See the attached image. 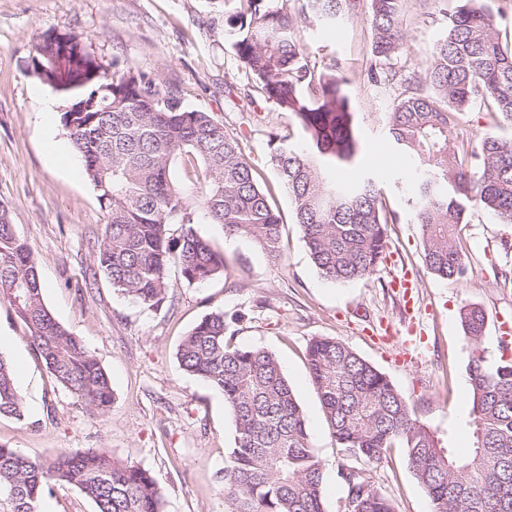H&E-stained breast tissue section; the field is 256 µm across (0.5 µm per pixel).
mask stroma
<instances>
[{
    "mask_svg": "<svg viewBox=\"0 0 512 512\" xmlns=\"http://www.w3.org/2000/svg\"><path fill=\"white\" fill-rule=\"evenodd\" d=\"M463 2L405 0L409 49L398 64L419 70ZM48 30L83 36L107 71L152 74L176 87L185 106L223 122L285 223L279 259L270 260L248 238H225L198 206L194 229L223 252V275L190 285L170 267L168 297L154 308L114 291L105 277H92V245L107 217L80 156L67 146L62 99L32 73L33 44ZM297 32L311 67L336 68L347 80L358 159L341 179L371 176L393 216L386 260L351 283L320 276L293 222L290 196L270 160V137L286 134L299 144L303 134L272 103L251 99L222 0H0V201L38 259L48 308L96 355L113 389L110 412L89 415L55 381L0 300V333L9 337L0 354L26 373L19 386L25 417L0 418V444L31 457L102 448L147 469L166 512H224V460L234 445V420L222 393L185 372L176 357L186 333L220 312L237 344L266 348L278 358L324 463L326 512H344L343 489L340 457L308 373L305 349L312 338L338 339L384 373L444 448L460 453L470 447L469 349L460 311L468 304L485 310L483 345L497 358L500 334H512V224L485 210L469 213L457 227L469 274L444 279L431 273L413 220L418 162L389 133L395 92L370 79L367 17L332 28L301 18ZM41 98L54 104L46 120L37 110ZM407 272L413 275L409 313L392 286ZM367 474L396 512H432L403 449H391Z\"/></svg>",
    "mask_w": 512,
    "mask_h": 512,
    "instance_id": "35a3bbf8",
    "label": "stroma"
}]
</instances>
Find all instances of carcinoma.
Masks as SVG:
<instances>
[{
  "instance_id": "cac0c4a2",
  "label": "carcinoma",
  "mask_w": 512,
  "mask_h": 512,
  "mask_svg": "<svg viewBox=\"0 0 512 512\" xmlns=\"http://www.w3.org/2000/svg\"><path fill=\"white\" fill-rule=\"evenodd\" d=\"M366 2L374 82L399 90L389 131L424 171L415 197L427 268L463 278L470 261L455 240L467 205L512 223V137L487 136L464 168L453 128L479 103L512 126V49L503 45L488 0H467L419 73L396 68L403 53L404 0H302L301 13L333 25ZM290 0H224L236 55L252 88L302 129L304 145L271 136V161L291 198L310 258L334 283L376 271L389 248V220L370 178L354 184L328 179V168L357 153L354 112L343 77L316 72L297 39ZM34 74L65 103L64 126L82 158L107 224L94 249L95 273L117 292L147 307L169 288L178 267L189 284L224 274V254L193 228L194 199L227 237L245 236L277 260L284 223L258 182L239 141L208 112L183 106L175 90L130 70L107 73L85 40L46 31L34 45ZM199 185L196 197L174 177L177 167ZM178 230H172L173 225ZM0 298L7 300L31 348L56 382L89 413L106 415L111 381L97 357L52 315L43 297L38 260L0 203ZM485 311L461 309L470 346L468 376L473 442L457 456L418 421L387 376L346 343L309 341L310 378L341 456L338 478L345 512H395L366 475L391 448H402L433 512H512V357L488 363ZM179 365L224 394L235 423L224 464V512H325L324 464L313 447L303 410L277 357L237 345L224 313L201 319L183 338ZM22 420L25 403L9 360L0 355V417ZM80 491L94 512H165L151 474L114 460L104 449L33 458L0 445V512H41L57 488Z\"/></svg>"
}]
</instances>
